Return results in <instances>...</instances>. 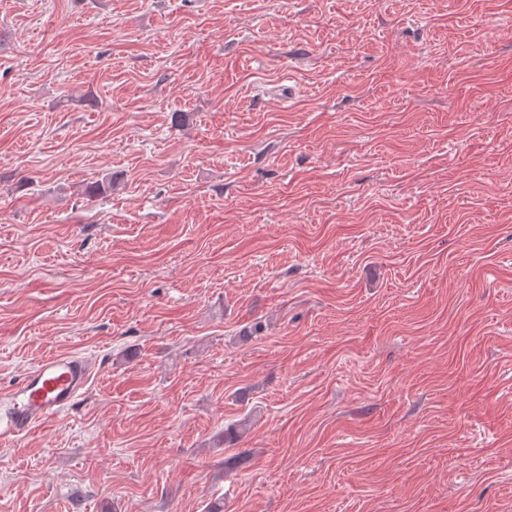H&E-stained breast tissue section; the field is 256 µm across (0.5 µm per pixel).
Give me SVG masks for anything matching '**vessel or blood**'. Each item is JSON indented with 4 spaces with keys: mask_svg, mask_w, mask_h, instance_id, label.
<instances>
[{
    "mask_svg": "<svg viewBox=\"0 0 512 512\" xmlns=\"http://www.w3.org/2000/svg\"><path fill=\"white\" fill-rule=\"evenodd\" d=\"M93 367L73 355H52L9 389L0 391V444L12 445L83 397Z\"/></svg>",
    "mask_w": 512,
    "mask_h": 512,
    "instance_id": "obj_1",
    "label": "vessel or blood"
}]
</instances>
